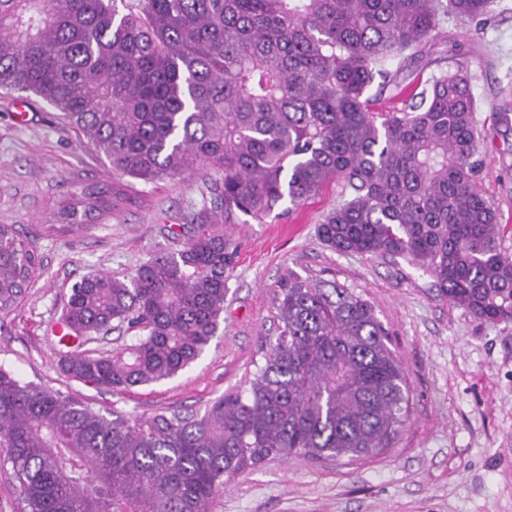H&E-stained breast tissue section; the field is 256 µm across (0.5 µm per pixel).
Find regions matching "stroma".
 <instances>
[{
	"mask_svg": "<svg viewBox=\"0 0 512 512\" xmlns=\"http://www.w3.org/2000/svg\"><path fill=\"white\" fill-rule=\"evenodd\" d=\"M435 44L390 68L407 78L467 61L476 114L487 137L478 146L479 188L510 227L512 251V111L491 120L512 91V0H496L485 20L454 17ZM200 166L176 179L144 184L111 167L55 108L31 94L0 91V224H13L41 266L25 298L0 311V367L23 383L88 403L104 416L198 412L236 389L261 362L275 333L274 292L283 270L333 278L368 299L390 331L412 394L411 419L392 447L352 460L302 455L270 459L225 483L212 512H512V323L474 317L444 299L434 279L400 257L344 255L316 234L338 200L336 186L300 206L283 201L264 223L231 225L241 242L229 280L224 320L199 358L175 377L113 394L68 378L57 323L83 275H122L150 256L179 249L171 229L194 221L204 183ZM90 183L125 198L111 220L61 224L60 201Z\"/></svg>",
	"mask_w": 512,
	"mask_h": 512,
	"instance_id": "stroma-1",
	"label": "stroma"
}]
</instances>
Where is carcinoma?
I'll return each mask as SVG.
<instances>
[{"label": "carcinoma", "instance_id": "carcinoma-1", "mask_svg": "<svg viewBox=\"0 0 512 512\" xmlns=\"http://www.w3.org/2000/svg\"><path fill=\"white\" fill-rule=\"evenodd\" d=\"M493 0H0V89L33 94L144 184L196 166L202 191L182 247L123 277L83 276L61 324L86 344L68 377L121 394L175 376L224 320L240 242L227 225L263 222L336 184L317 236L343 254L401 257L480 319L512 322L506 227L479 189L482 138L467 64L378 112L367 96L400 88L390 60L435 38L452 12ZM119 195L88 185L63 224L112 216ZM40 258L0 224V310L24 298ZM277 334L244 386L203 412L107 418L0 366V448L25 512H210L229 479L262 462L368 457L389 447L411 392L371 302L336 280L288 268L274 296Z\"/></svg>", "mask_w": 512, "mask_h": 512}]
</instances>
